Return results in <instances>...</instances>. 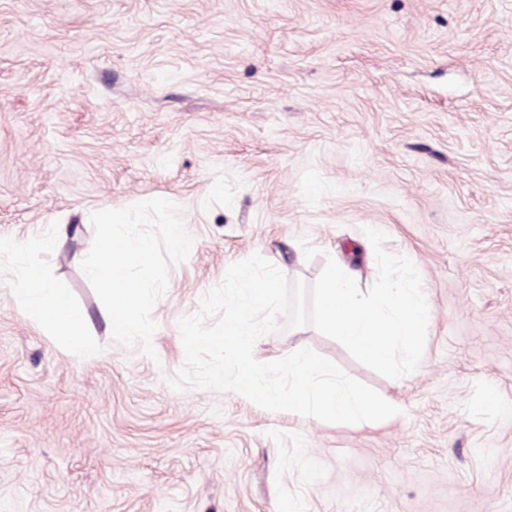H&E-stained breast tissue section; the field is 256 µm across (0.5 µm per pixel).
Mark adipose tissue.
Instances as JSON below:
<instances>
[{
  "label": "adipose tissue",
  "instance_id": "obj_1",
  "mask_svg": "<svg viewBox=\"0 0 512 512\" xmlns=\"http://www.w3.org/2000/svg\"><path fill=\"white\" fill-rule=\"evenodd\" d=\"M16 259L13 288L21 310L47 331L65 337L76 349L91 353L85 339V318L75 310L65 293L49 283L43 271L27 263L22 248H14Z\"/></svg>",
  "mask_w": 512,
  "mask_h": 512
}]
</instances>
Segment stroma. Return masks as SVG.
Wrapping results in <instances>:
<instances>
[{
    "label": "stroma",
    "mask_w": 512,
    "mask_h": 512,
    "mask_svg": "<svg viewBox=\"0 0 512 512\" xmlns=\"http://www.w3.org/2000/svg\"><path fill=\"white\" fill-rule=\"evenodd\" d=\"M154 197L193 245L151 359L114 340L81 262L93 212ZM368 227L431 306L415 371L309 324L254 350L307 347L398 418L166 385L179 320L232 263L309 285L330 257L368 288ZM0 239L29 244L95 350L0 281V512H512V0H0Z\"/></svg>",
    "instance_id": "1"
}]
</instances>
